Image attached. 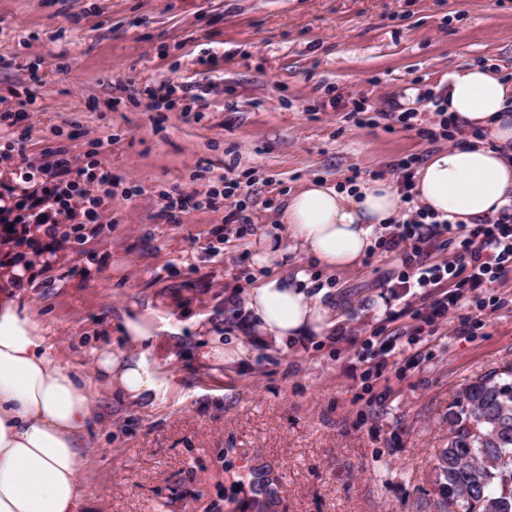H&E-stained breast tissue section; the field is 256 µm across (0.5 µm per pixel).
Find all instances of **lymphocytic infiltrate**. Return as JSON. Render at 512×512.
<instances>
[{
    "instance_id": "lymphocytic-infiltrate-1",
    "label": "lymphocytic infiltrate",
    "mask_w": 512,
    "mask_h": 512,
    "mask_svg": "<svg viewBox=\"0 0 512 512\" xmlns=\"http://www.w3.org/2000/svg\"><path fill=\"white\" fill-rule=\"evenodd\" d=\"M16 141L0 133V160L11 162V178L0 185V234L24 239L39 233L50 241H81L90 224L104 221L102 208L112 194V171L99 161L77 163L66 148L54 150L51 163L37 166L15 158ZM417 158L393 166L407 208L384 250L402 256L396 285L421 300L413 317L425 325L465 332V308L488 307L480 291L512 276V204L498 215L466 226L452 225L417 205L414 170ZM449 251L435 262L433 250Z\"/></svg>"
}]
</instances>
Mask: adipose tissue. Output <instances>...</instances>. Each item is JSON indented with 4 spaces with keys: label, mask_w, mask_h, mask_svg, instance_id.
I'll return each mask as SVG.
<instances>
[{
    "label": "adipose tissue",
    "mask_w": 512,
    "mask_h": 512,
    "mask_svg": "<svg viewBox=\"0 0 512 512\" xmlns=\"http://www.w3.org/2000/svg\"><path fill=\"white\" fill-rule=\"evenodd\" d=\"M448 111L490 140L432 152L418 168L415 195L428 212L470 224L512 203V84L491 68L463 65L448 75ZM402 198L386 180L349 192L315 180L288 198L280 222L289 240L329 271L359 265L379 225L393 223ZM19 263L0 266V512H86L89 459L81 438L95 416L89 383L54 352L21 305L41 269L61 262L57 247L22 248ZM304 273L259 279L243 301L259 342L278 349L335 326L324 292H310ZM133 351L100 350V379L126 400L149 405L159 393L153 342L159 326L137 310L122 313Z\"/></svg>",
    "instance_id": "1"
}]
</instances>
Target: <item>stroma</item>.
I'll return each instance as SVG.
<instances>
[{"label": "stroma", "mask_w": 512, "mask_h": 512, "mask_svg": "<svg viewBox=\"0 0 512 512\" xmlns=\"http://www.w3.org/2000/svg\"><path fill=\"white\" fill-rule=\"evenodd\" d=\"M486 64L512 75V0H0V114L25 131L35 164L52 150L110 168L112 221L23 297L44 336L90 383L99 414L84 436L90 512H446L437 466L448 409L472 378L512 362V277L482 289L470 333L406 335L398 253L376 250L333 274L290 249L279 224L308 181L391 179L434 143L402 124L360 126L356 103L403 112L406 89L442 94L448 73ZM174 88L154 108L146 87ZM36 96L40 112L20 103ZM246 185L235 197L160 218L163 193ZM268 269L253 256L263 238ZM331 283L345 321L333 336L269 349L244 293L263 272ZM137 307L163 326L154 407L94 376L92 350L122 346ZM400 337L381 374L356 353L380 326ZM234 336L240 360L204 355Z\"/></svg>", "instance_id": "obj_1"}]
</instances>
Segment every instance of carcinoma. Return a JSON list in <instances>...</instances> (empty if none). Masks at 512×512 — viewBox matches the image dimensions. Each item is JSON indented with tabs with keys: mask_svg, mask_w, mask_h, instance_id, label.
<instances>
[{
	"mask_svg": "<svg viewBox=\"0 0 512 512\" xmlns=\"http://www.w3.org/2000/svg\"><path fill=\"white\" fill-rule=\"evenodd\" d=\"M438 491L462 512H512V362L477 376L448 410Z\"/></svg>",
	"mask_w": 512,
	"mask_h": 512,
	"instance_id": "1",
	"label": "carcinoma"
}]
</instances>
